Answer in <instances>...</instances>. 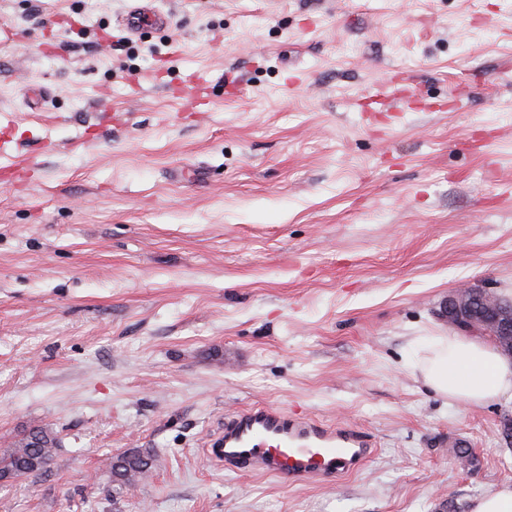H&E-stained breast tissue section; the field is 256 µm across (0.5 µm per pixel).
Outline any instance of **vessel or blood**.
Masks as SVG:
<instances>
[{"label": "vessel or blood", "instance_id": "vessel-or-blood-1", "mask_svg": "<svg viewBox=\"0 0 512 512\" xmlns=\"http://www.w3.org/2000/svg\"><path fill=\"white\" fill-rule=\"evenodd\" d=\"M375 448L371 435L347 424H326L274 406L225 415L202 446L205 457L231 473L268 475L296 484L335 481L363 467Z\"/></svg>", "mask_w": 512, "mask_h": 512}]
</instances>
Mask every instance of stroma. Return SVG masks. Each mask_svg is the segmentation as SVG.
I'll return each mask as SVG.
<instances>
[{
    "label": "stroma",
    "mask_w": 512,
    "mask_h": 512,
    "mask_svg": "<svg viewBox=\"0 0 512 512\" xmlns=\"http://www.w3.org/2000/svg\"><path fill=\"white\" fill-rule=\"evenodd\" d=\"M153 6L127 36L132 0H0V453L58 438L0 512H471L511 485L512 403L405 356L453 289L512 301V0ZM251 405L378 448L332 484L215 468ZM151 468V458L140 451H130L112 459L109 473L112 482L119 488L131 486Z\"/></svg>",
    "instance_id": "1"
}]
</instances>
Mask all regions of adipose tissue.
<instances>
[{
    "label": "adipose tissue",
    "instance_id": "adipose-tissue-1",
    "mask_svg": "<svg viewBox=\"0 0 512 512\" xmlns=\"http://www.w3.org/2000/svg\"><path fill=\"white\" fill-rule=\"evenodd\" d=\"M421 348L412 366L434 391L470 405L512 402V360L490 344L439 333L424 337Z\"/></svg>",
    "mask_w": 512,
    "mask_h": 512
}]
</instances>
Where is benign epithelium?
<instances>
[{
	"instance_id": "7a95c632",
	"label": "benign epithelium",
	"mask_w": 512,
	"mask_h": 512,
	"mask_svg": "<svg viewBox=\"0 0 512 512\" xmlns=\"http://www.w3.org/2000/svg\"><path fill=\"white\" fill-rule=\"evenodd\" d=\"M440 318L464 336H493L500 351L512 358L511 305L463 288L448 297Z\"/></svg>"
}]
</instances>
